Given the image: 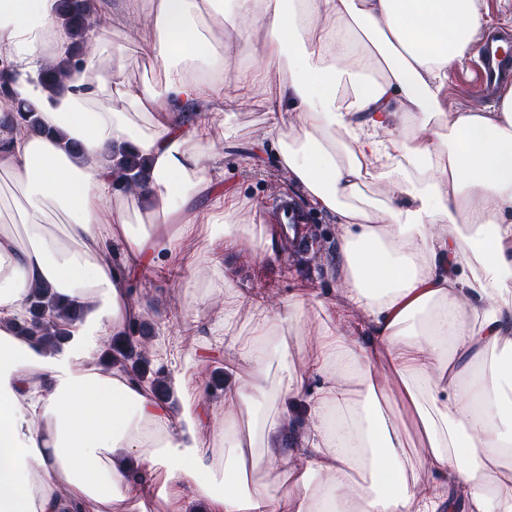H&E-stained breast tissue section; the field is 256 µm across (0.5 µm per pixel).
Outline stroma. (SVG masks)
Wrapping results in <instances>:
<instances>
[{"instance_id": "stroma-1", "label": "stroma", "mask_w": 512, "mask_h": 512, "mask_svg": "<svg viewBox=\"0 0 512 512\" xmlns=\"http://www.w3.org/2000/svg\"><path fill=\"white\" fill-rule=\"evenodd\" d=\"M287 78L288 64L283 61L268 69L263 84L233 111H225L221 101L211 103L212 113L224 116L223 128L215 132L220 149L212 162L213 174L238 192L240 211L236 220L241 224L255 223L258 211L270 210L279 195L291 196L302 206L307 203L305 192L279 167L274 150H265L255 161L247 159L249 147L266 124V98L277 94ZM308 214L313 247L304 257H296L287 247L281 255L260 261L251 246L228 252L223 243L211 244L195 237L185 243L179 270L163 268L137 279V298L144 308L142 319L151 331V366L164 368L169 375L186 373L202 388L206 401L217 412L213 435L216 444H223L225 435L224 390L216 386L215 380L224 370L226 348L211 331L231 311L240 326H247L250 313L237 306L236 292L259 288L271 304L291 298L304 302L308 310L309 325L283 333L292 357L288 364H271L269 380L274 384L286 381L288 372L304 370V359L313 346V326L323 319L325 302L339 295L336 221L322 210L309 208ZM217 259L223 262L229 288H220L212 281ZM273 411L279 425L265 453L282 464L303 446L302 439H285L290 422L298 419L306 424L310 418L302 403L292 408L278 404Z\"/></svg>"}]
</instances>
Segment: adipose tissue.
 Wrapping results in <instances>:
<instances>
[{
  "mask_svg": "<svg viewBox=\"0 0 512 512\" xmlns=\"http://www.w3.org/2000/svg\"><path fill=\"white\" fill-rule=\"evenodd\" d=\"M124 2L148 10L151 28L114 41L112 0H99L98 51L53 98L39 72L68 43L58 0H0L11 88L48 130L0 133V178L23 213L22 236L0 228V512H192L199 502L206 512H512V476L488 469L512 449V88L487 111L444 103L449 69L487 22L480 0H235L253 86L292 63L257 141L313 207L335 214L344 302L326 305L307 359L321 384L292 375L275 388L266 361L289 357L275 337L307 310L237 293L252 324L244 331L225 315L224 344L249 370L227 381L224 400L257 414L224 451L203 439L215 415L199 387L174 377L176 415L139 382L86 361L103 331L120 333L137 314L130 281L181 259L197 225L228 251L261 236L265 259L282 243L277 225L234 223L237 196L208 167L216 119L186 116L197 100L229 109L240 98L226 78L239 66L219 38L224 0ZM135 43L148 46L158 82H127L124 50ZM107 99L122 110L100 108ZM288 110L300 127L286 129ZM53 130L94 163L70 157ZM125 143L150 163L152 206L134 222L128 201L104 206L116 194L105 157ZM368 184L380 198L364 197ZM211 196L229 210L194 211ZM110 238L122 245L117 267L98 260ZM37 283L84 307L67 351L15 333ZM353 310L368 329L349 340L339 324ZM384 370L408 421L387 422L373 406ZM291 399L308 402L312 432L283 467L285 491L228 487L225 465L265 466L258 447L277 421L264 408ZM413 432L447 482L405 479Z\"/></svg>",
  "mask_w": 512,
  "mask_h": 512,
  "instance_id": "obj_1",
  "label": "adipose tissue"
}]
</instances>
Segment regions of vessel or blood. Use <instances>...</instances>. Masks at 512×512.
<instances>
[{
    "mask_svg": "<svg viewBox=\"0 0 512 512\" xmlns=\"http://www.w3.org/2000/svg\"><path fill=\"white\" fill-rule=\"evenodd\" d=\"M470 74L474 85L487 99L493 98L502 87L512 84V30L503 29L485 38ZM277 212L284 227L307 221L298 204L288 198L279 200Z\"/></svg>",
    "mask_w": 512,
    "mask_h": 512,
    "instance_id": "obj_1",
    "label": "vessel or blood"
}]
</instances>
